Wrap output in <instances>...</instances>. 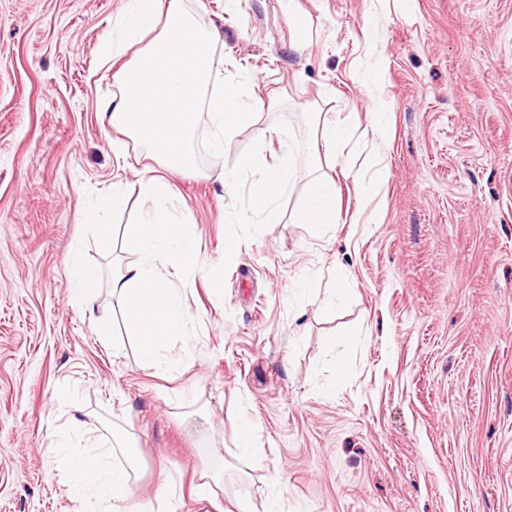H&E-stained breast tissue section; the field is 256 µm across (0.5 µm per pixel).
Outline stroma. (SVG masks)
Instances as JSON below:
<instances>
[{
	"label": "stroma",
	"mask_w": 512,
	"mask_h": 512,
	"mask_svg": "<svg viewBox=\"0 0 512 512\" xmlns=\"http://www.w3.org/2000/svg\"><path fill=\"white\" fill-rule=\"evenodd\" d=\"M121 3L0 0V512H96L71 496L54 444L67 433L93 453L116 432L129 440L116 460L138 462L133 512H212L162 497L206 447L230 469L228 510L275 487L282 512H512V0H300L302 49L277 0H186L222 34L225 82L248 70L268 106L221 155L201 112L197 172L157 169L207 256L240 242L220 282L176 278L191 322L169 380L141 362L108 282L91 306L70 291L73 251L106 279L140 259L122 242L102 257L86 223L116 184L112 225L140 217L152 165L126 166L137 146L96 112ZM343 121L344 152L310 160L318 123ZM273 126L298 170L334 178L336 227L297 223L302 179L279 223H241L254 175L229 193L212 172L278 150ZM374 211L382 223L359 222ZM339 269L349 299L323 311ZM98 314L111 336L95 335Z\"/></svg>",
	"instance_id": "35a3bbf8"
}]
</instances>
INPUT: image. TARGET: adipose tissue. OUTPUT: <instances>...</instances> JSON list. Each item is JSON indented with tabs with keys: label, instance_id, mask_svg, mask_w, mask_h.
<instances>
[{
	"label": "adipose tissue",
	"instance_id": "obj_1",
	"mask_svg": "<svg viewBox=\"0 0 512 512\" xmlns=\"http://www.w3.org/2000/svg\"><path fill=\"white\" fill-rule=\"evenodd\" d=\"M219 40L218 33L197 25L185 0H123L113 21L112 38L102 44L99 53L100 66L111 72L116 87L111 98L98 103L101 123L140 145L166 169L192 172L197 168L193 140L198 108L203 105L215 126L209 148L223 153L265 102L247 95L251 76L223 84L210 52ZM292 153L291 145L285 143L273 163L260 152L244 155L234 170L219 171L216 178L232 191L241 176L259 173L250 194V210L261 216L263 223L274 224L279 220L277 198L299 175ZM141 192L147 208L139 221L117 228L106 222V215L121 209L125 202L117 187L97 198L89 218L102 256H111L119 240L142 256L141 262L113 276L112 293L124 305L123 318L129 333L139 341L142 363L163 375L180 369V360L167 357L165 350L173 338L186 335L190 323L188 305L171 279V271L203 272L216 278L220 266L202 253L163 178H143ZM297 221L319 228L339 223L332 179L315 176L309 180ZM68 469L71 494L92 493L110 512H123L124 503L133 496L134 459L122 463L104 452L78 455L69 457ZM224 474L223 455L203 452L192 486L195 498L217 504Z\"/></svg>",
	"mask_w": 512,
	"mask_h": 512
}]
</instances>
